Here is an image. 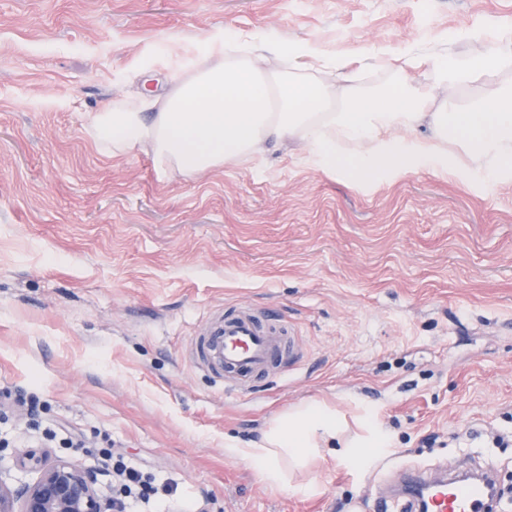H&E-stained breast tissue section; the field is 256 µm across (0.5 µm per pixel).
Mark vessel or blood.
<instances>
[{
    "label": "vessel or blood",
    "mask_w": 512,
    "mask_h": 512,
    "mask_svg": "<svg viewBox=\"0 0 512 512\" xmlns=\"http://www.w3.org/2000/svg\"><path fill=\"white\" fill-rule=\"evenodd\" d=\"M192 357L225 392L240 394L256 382L297 366L302 356L291 328L253 309L216 314L196 337ZM497 490L492 475L432 477L415 468L381 501L383 512H494Z\"/></svg>",
    "instance_id": "b4317fda"
}]
</instances>
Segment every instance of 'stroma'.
Returning a JSON list of instances; mask_svg holds the SVG:
<instances>
[{
	"mask_svg": "<svg viewBox=\"0 0 512 512\" xmlns=\"http://www.w3.org/2000/svg\"><path fill=\"white\" fill-rule=\"evenodd\" d=\"M512 28V0H0V400L40 401L0 419V480L33 482L11 457L46 429L80 435L54 457L102 455L156 473L172 512H377L407 465L489 462L512 498V179L409 171L351 187L304 147L262 166L159 175L149 156L102 154L85 116L140 80L161 90L225 36L314 40L354 59L415 46L431 80L452 53ZM268 311L304 358L254 392L226 394L190 360L215 311ZM369 404L387 457L325 463L319 489L272 491L231 457L289 406Z\"/></svg>",
	"mask_w": 512,
	"mask_h": 512,
	"instance_id": "35a3bbf8",
	"label": "stroma"
}]
</instances>
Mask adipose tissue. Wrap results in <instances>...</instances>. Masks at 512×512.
I'll list each match as a JSON object with an SVG mask.
<instances>
[{
  "label": "adipose tissue",
  "instance_id": "obj_1",
  "mask_svg": "<svg viewBox=\"0 0 512 512\" xmlns=\"http://www.w3.org/2000/svg\"><path fill=\"white\" fill-rule=\"evenodd\" d=\"M470 36L487 41L485 58L439 56L429 87L402 78L366 87L348 59L321 54L311 42L285 47L242 37L204 55L193 72L171 76L163 92H139L89 113L86 130L103 153L150 155L162 176L190 177L299 141L306 164L349 171L357 187L376 175L419 169L496 182L512 177V83L465 106L433 94L471 91L492 73H512L511 30ZM264 52L287 61V69L260 68ZM326 74L340 78V92L323 82ZM338 94L339 109L333 106ZM329 442L335 460L348 467L369 465L390 446L367 406L351 421L313 399L273 418L258 442L228 450L256 469L266 487L312 492L317 482L297 478Z\"/></svg>",
  "mask_w": 512,
  "mask_h": 512
}]
</instances>
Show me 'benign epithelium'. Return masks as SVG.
<instances>
[{"mask_svg": "<svg viewBox=\"0 0 512 512\" xmlns=\"http://www.w3.org/2000/svg\"><path fill=\"white\" fill-rule=\"evenodd\" d=\"M16 462L37 478L17 489L0 482V512H114L112 500L100 494L91 470L52 460L45 448H25L17 453Z\"/></svg>", "mask_w": 512, "mask_h": 512, "instance_id": "benign-epithelium-1", "label": "benign epithelium"}]
</instances>
